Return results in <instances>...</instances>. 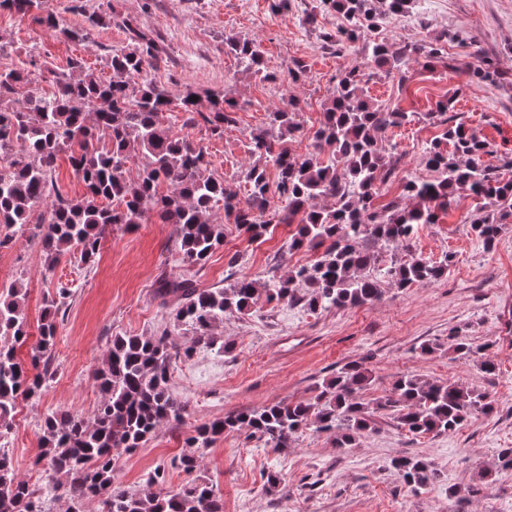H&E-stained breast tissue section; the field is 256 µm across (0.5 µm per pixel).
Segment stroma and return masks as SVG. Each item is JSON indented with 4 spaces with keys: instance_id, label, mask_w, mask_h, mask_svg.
<instances>
[{
    "instance_id": "obj_1",
    "label": "stroma",
    "mask_w": 512,
    "mask_h": 512,
    "mask_svg": "<svg viewBox=\"0 0 512 512\" xmlns=\"http://www.w3.org/2000/svg\"><path fill=\"white\" fill-rule=\"evenodd\" d=\"M86 10L104 22L91 27L81 44L56 36L30 16L0 12V70L36 66V87L49 93L53 73L65 69L70 57L83 55L106 73L110 49L127 44L126 26L140 29L163 50L151 73L155 82L175 95L195 91L204 103L224 93L236 100L234 122L223 136H212L200 123L177 131L203 146L209 172L238 192H246L245 171L255 161L250 134L266 127L269 112L298 100L304 128L289 146L300 154L313 151L324 103L337 78L356 67L363 70L371 101L413 115L387 132L402 159L395 178L382 186L380 203L401 199L406 181L432 179L422 148L440 132L427 117L439 101L449 102V116L489 142L484 164L512 179L506 164L512 159V0H414L409 12L384 17L382 27L393 41L430 40L446 30L456 34L448 43V67L415 62L402 79L363 69L362 42L339 52L328 47L323 37L340 20L320 0H288L284 7L276 0H87ZM232 36L259 45V70H245L225 53L224 40ZM480 49L494 79L472 77L465 69ZM295 59L307 67L297 81L288 74ZM477 204L472 196L454 197L438 223L416 230V255L452 258L447 276L436 283L401 289L383 277V296L372 304L313 313L262 300L248 313L225 317L216 333L232 351L199 346L174 363L171 388L189 413L181 422L160 425L141 448L120 453L116 480L134 491L175 492L196 476L222 495L224 512H512V471L500 470L497 457L500 448L512 446V223L485 246L470 228ZM172 230L154 218L132 231L108 227L89 273L66 258L45 271L39 246L23 237L0 249V286L18 280L28 290L29 338L17 349L20 360H28L39 338L45 299L55 296L58 285L71 289L56 336L53 377L36 397L18 401L6 446L18 477L37 495H44L49 480L34 464L44 417L61 410L91 416L100 400L91 372L113 336H152L168 327L154 289L181 269ZM290 233L280 224L253 241L236 225H225L223 246L200 268V286H225L232 273L263 280L281 261L289 267L314 263L317 251L287 252ZM454 332L487 345L486 354L459 356L448 343ZM426 343L433 344L431 353H422ZM486 356L497 363L495 374L481 372ZM352 362L373 373L362 393L367 401L388 392L400 376L418 374L476 387L495 406L457 431L434 437L413 436L381 416L375 431L346 450L337 448L334 434L310 428L277 450L247 430L228 431L200 449L196 474L178 468L196 426L247 408L308 399L317 384ZM404 456L426 459L437 480L412 490L393 466ZM488 470L492 478L483 479ZM157 472L161 480L148 485ZM271 473L278 477L273 486L267 483ZM475 484L478 495L468 496ZM452 487L457 496H449Z\"/></svg>"
}]
</instances>
